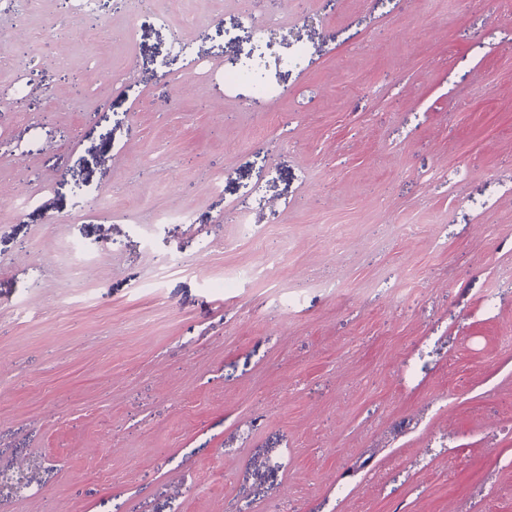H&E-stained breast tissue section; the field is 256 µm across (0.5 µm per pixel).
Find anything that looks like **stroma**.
<instances>
[{
  "mask_svg": "<svg viewBox=\"0 0 512 512\" xmlns=\"http://www.w3.org/2000/svg\"><path fill=\"white\" fill-rule=\"evenodd\" d=\"M0 44L10 512H512L504 0H0Z\"/></svg>",
  "mask_w": 512,
  "mask_h": 512,
  "instance_id": "1",
  "label": "stroma"
}]
</instances>
